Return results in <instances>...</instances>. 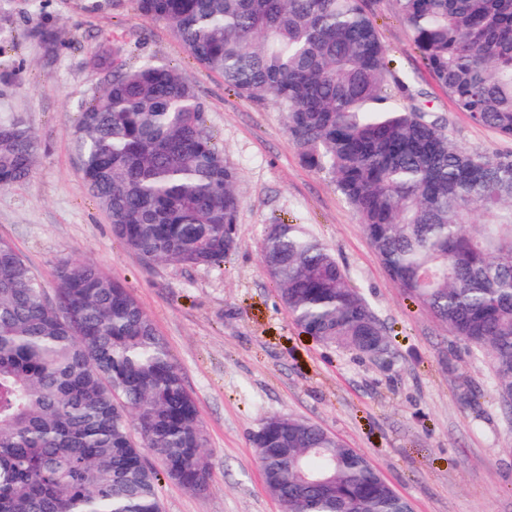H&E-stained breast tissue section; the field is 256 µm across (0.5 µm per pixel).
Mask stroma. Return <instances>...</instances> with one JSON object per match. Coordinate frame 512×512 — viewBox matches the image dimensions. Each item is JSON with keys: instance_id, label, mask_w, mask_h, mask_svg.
Masks as SVG:
<instances>
[{"instance_id": "stroma-1", "label": "stroma", "mask_w": 512, "mask_h": 512, "mask_svg": "<svg viewBox=\"0 0 512 512\" xmlns=\"http://www.w3.org/2000/svg\"><path fill=\"white\" fill-rule=\"evenodd\" d=\"M49 0L65 44L27 37L29 0H0V123L22 118L39 164L25 184L0 190V239L53 294V273L90 261L119 281L154 322L194 397L207 438L211 483L194 493L161 477L162 512H281L264 486L250 433L263 416L295 415L365 455L413 512H512V415L490 383L486 359L414 304L387 275L331 179L308 168L273 100L234 93L200 66L171 30L132 0ZM393 67L411 75L420 101L450 139L512 155V139L461 112L424 66L390 0H368ZM178 67L204 104L208 129L239 172L238 241L221 267L146 264L112 234L76 171L77 115L107 73L99 50ZM303 224L334 254L392 339L384 360L327 348L300 332L261 260L269 224Z\"/></svg>"}]
</instances>
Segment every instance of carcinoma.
<instances>
[{"mask_svg":"<svg viewBox=\"0 0 512 512\" xmlns=\"http://www.w3.org/2000/svg\"><path fill=\"white\" fill-rule=\"evenodd\" d=\"M200 65L255 100L272 98L304 163L359 216L389 277L469 350L512 399V158L448 139L390 65L364 0H134ZM423 64L477 125L512 138V0H391ZM29 36L64 44L38 5ZM80 112L78 175L113 234L148 264L221 266L236 248L238 173L177 66L127 61ZM36 134L0 123V189L26 182ZM264 269L302 333L384 358L377 315L304 224L274 223ZM54 298L0 239V512H161L159 474L209 487L195 399L127 288L80 261ZM139 435L134 440L132 433ZM266 491L282 512H409L368 459L321 426L261 418Z\"/></svg>","mask_w":512,"mask_h":512,"instance_id":"obj_1","label":"carcinoma"}]
</instances>
